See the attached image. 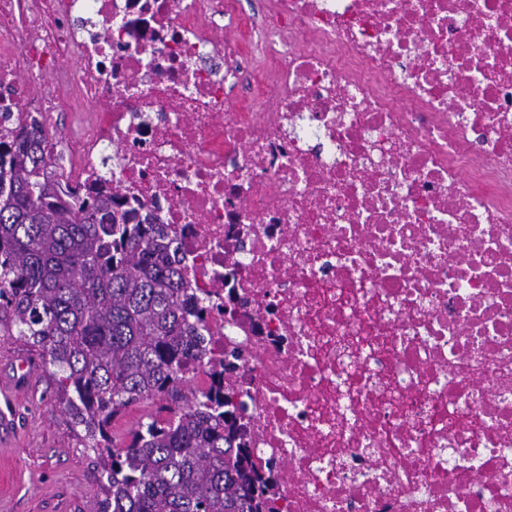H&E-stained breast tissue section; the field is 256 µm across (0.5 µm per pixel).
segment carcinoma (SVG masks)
I'll use <instances>...</instances> for the list:
<instances>
[{"label": "carcinoma", "mask_w": 512, "mask_h": 512, "mask_svg": "<svg viewBox=\"0 0 512 512\" xmlns=\"http://www.w3.org/2000/svg\"><path fill=\"white\" fill-rule=\"evenodd\" d=\"M46 143L33 117L0 139V312L58 376L106 480L101 512H269L272 476L225 393L246 353L227 351L209 390L189 386L208 305L182 278L176 239L110 194L63 186ZM147 401L172 417L116 438L114 420Z\"/></svg>", "instance_id": "cac0c4a2"}]
</instances>
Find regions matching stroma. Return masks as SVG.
<instances>
[{"mask_svg": "<svg viewBox=\"0 0 512 512\" xmlns=\"http://www.w3.org/2000/svg\"><path fill=\"white\" fill-rule=\"evenodd\" d=\"M37 349L0 327V512H100L103 482L57 395L52 367L16 381Z\"/></svg>", "mask_w": 512, "mask_h": 512, "instance_id": "obj_1", "label": "stroma"}]
</instances>
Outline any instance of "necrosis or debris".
Here are the masks:
<instances>
[{
    "label": "necrosis or debris",
    "instance_id": "4bbe7bcc",
    "mask_svg": "<svg viewBox=\"0 0 512 512\" xmlns=\"http://www.w3.org/2000/svg\"><path fill=\"white\" fill-rule=\"evenodd\" d=\"M63 112L247 352L272 512H512V0H0V133Z\"/></svg>",
    "mask_w": 512,
    "mask_h": 512
}]
</instances>
